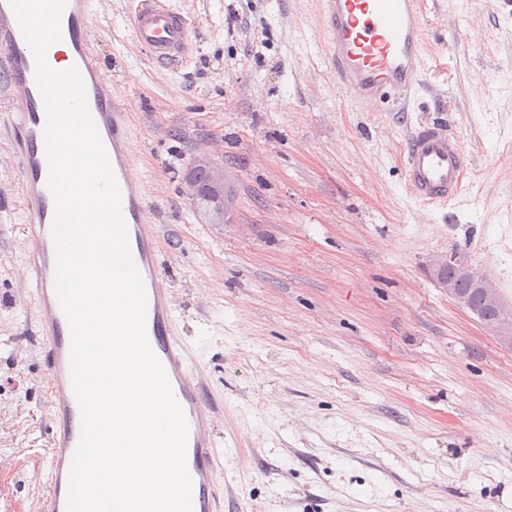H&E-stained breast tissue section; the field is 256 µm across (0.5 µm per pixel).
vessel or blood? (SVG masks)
<instances>
[{"mask_svg":"<svg viewBox=\"0 0 512 512\" xmlns=\"http://www.w3.org/2000/svg\"><path fill=\"white\" fill-rule=\"evenodd\" d=\"M93 0H66L61 41L67 64L84 79L88 105L121 191L130 257L147 292L146 336L163 364L189 426L186 461L192 479L193 512H224V450L214 421L224 408L208 384L194 349L181 333L182 317L160 273L164 235L146 219V182L134 173L132 122L115 101V90L92 39ZM319 26L330 71L356 105L388 104L409 111L426 87V23L423 0H320ZM137 44L152 60L172 65L190 50V24L170 0H138L133 16ZM0 77L18 87V105L0 111L10 152L19 170L20 207L29 244L24 265L32 288L36 333L51 398V448L43 499L45 512H66L69 479L81 435L73 392L71 331L55 293V203L48 187L46 110L32 52L6 0H0ZM404 180L413 198L426 204L457 199L468 170L460 138L438 122L410 126Z\"/></svg>","mask_w":512,"mask_h":512,"instance_id":"b4317fda","label":"vessel or blood"}]
</instances>
